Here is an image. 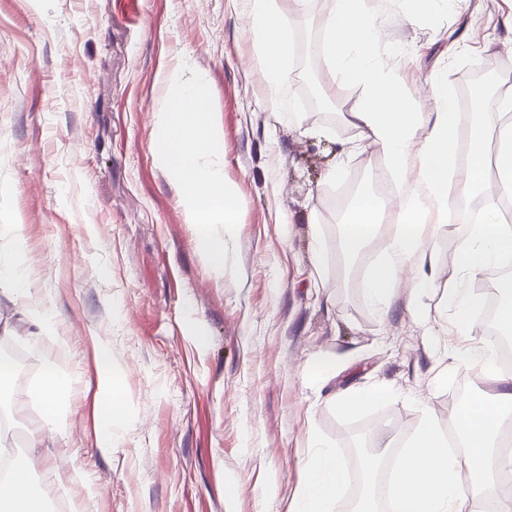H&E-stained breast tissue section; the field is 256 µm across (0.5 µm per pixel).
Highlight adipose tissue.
Wrapping results in <instances>:
<instances>
[{
  "label": "adipose tissue",
  "instance_id": "obj_1",
  "mask_svg": "<svg viewBox=\"0 0 512 512\" xmlns=\"http://www.w3.org/2000/svg\"><path fill=\"white\" fill-rule=\"evenodd\" d=\"M307 0H250V33L256 58L272 91H279L289 78L293 47L292 15L300 13ZM326 49L334 65L345 75L363 74L370 81L351 123L360 140L376 147L399 179L408 180L407 190L392 213L396 231L368 287V296L380 311H387L404 270L415 273L414 290L435 289L434 275L423 272L426 248L435 243L448 209V182L455 174L453 149L456 137L455 107L448 98L444 80L431 82L433 95L444 102L437 113L407 112L397 89L375 75L379 30L367 0H329L324 22ZM501 144L496 158L499 183L485 174L486 127L474 120L469 130L471 151L464 175L466 192L483 198L480 223L470 225L459 243L463 282L448 290V299L462 314L466 333L476 329L478 313L465 286L489 267L500 265L512 251V226L501 223L499 202L512 199V124L499 131ZM382 222V209L374 194L359 196L345 220L342 245L355 253L371 239ZM68 387L67 378L46 370L31 387L28 397L38 403L45 425L58 415V397ZM127 405L112 377V360L106 350L96 354L94 396L95 443L103 454L112 451V427L123 423ZM512 416V387L502 386L488 398L475 397L454 410L450 418L462 438L464 451L449 455L448 442L437 432L433 415H425L419 432L396 462L392 485L393 512H469L473 501L497 490L494 479L501 462L496 454L497 437L506 418ZM36 458L29 453L14 457L0 471V512H42L31 475ZM307 478L295 495L290 512H333L337 495L350 480L346 465L335 453L322 450L307 463Z\"/></svg>",
  "mask_w": 512,
  "mask_h": 512
}]
</instances>
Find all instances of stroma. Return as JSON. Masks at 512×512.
I'll list each match as a JSON object with an SVG mask.
<instances>
[{"instance_id":"35a3bbf8","label":"stroma","mask_w":512,"mask_h":512,"mask_svg":"<svg viewBox=\"0 0 512 512\" xmlns=\"http://www.w3.org/2000/svg\"><path fill=\"white\" fill-rule=\"evenodd\" d=\"M0 0V259L29 277V295H0V342L31 360L0 389L28 448L40 408L25 392L47 367L71 380L32 482L49 512H289L311 439L349 462L366 428L377 458L388 423L415 432L424 412L446 424L469 370L446 353L463 343L444 290L459 273L466 225L447 224L427 251L436 291L399 288L389 314L366 277L391 230L344 253L338 184L371 192L386 168L349 113L363 85L334 73L324 49L327 6L291 19V74L271 95L245 24L247 0ZM378 70L406 111L435 112L429 82L458 96L486 66L489 94L512 81V0H465L419 12L411 0H372ZM187 60L210 87L224 132V176L241 201L224 270L196 242L178 191L155 153L160 75ZM313 76L334 118L301 95ZM315 125L330 135L305 136ZM340 166L336 180L331 167ZM53 321L32 336L23 309ZM112 352L129 405L112 453L95 444V348ZM383 384L388 398L348 413L341 397Z\"/></svg>"}]
</instances>
